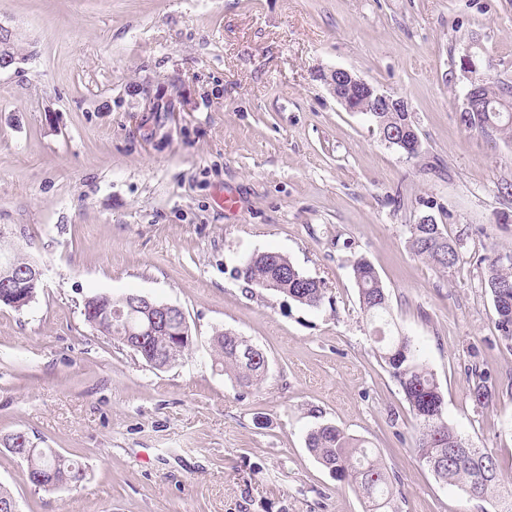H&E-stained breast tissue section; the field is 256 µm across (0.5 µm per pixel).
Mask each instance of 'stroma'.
Returning a JSON list of instances; mask_svg holds the SVG:
<instances>
[{"instance_id":"35a3bbf8","label":"stroma","mask_w":512,"mask_h":512,"mask_svg":"<svg viewBox=\"0 0 512 512\" xmlns=\"http://www.w3.org/2000/svg\"><path fill=\"white\" fill-rule=\"evenodd\" d=\"M0 21L23 59L0 73V229L43 271L29 307L0 306V438L86 473L37 490L0 447L20 512H365L307 448L325 424L377 452L397 512H498L416 457L352 265L373 263L449 423L512 478V348L484 283L512 257V141L459 122L461 56L512 81V0H0ZM334 68L407 102L418 155L337 102ZM426 215L456 265L411 251ZM262 251L323 280L322 304L238 278ZM101 292L180 307L191 349L153 368L85 322ZM222 329L266 356L259 388L214 366ZM473 365L504 387L493 408L466 396Z\"/></svg>"}]
</instances>
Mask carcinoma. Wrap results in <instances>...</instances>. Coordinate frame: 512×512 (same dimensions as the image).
<instances>
[{
	"mask_svg": "<svg viewBox=\"0 0 512 512\" xmlns=\"http://www.w3.org/2000/svg\"><path fill=\"white\" fill-rule=\"evenodd\" d=\"M490 96L495 99L496 111L478 112L468 129L483 133L497 132L512 139V111H508L497 99H512V83L500 80L488 82ZM375 124L414 128L407 112H380ZM448 240L439 224H413L410 227V247L413 253L434 266L446 269L455 265L459 253L452 255L442 250L440 242ZM6 237L0 235V260L8 258L20 265L32 260L11 247H5ZM288 277H282L283 268ZM253 288L271 290L307 306L318 307L324 299L321 281L302 273L293 264H285L283 255L263 252L248 266L237 270ZM353 275L358 288L360 309L372 321H384L389 315L388 295L374 266L365 259L353 265ZM485 287L491 296L500 291H512V260L508 263L494 258L486 272ZM495 323L502 340L512 343V305L494 307ZM99 313L84 310L85 321L99 332L110 336L123 345L131 338L121 324L97 321ZM182 324L173 321L165 329L148 337L140 347L132 351L147 364L160 359L171 365L178 361L193 344V338H181ZM376 353L391 377L404 394L410 411L420 421L422 430L415 441L414 452L440 481L459 487L473 499L495 498L500 512H512V481L503 478L500 462L495 452L486 448L466 445L460 433L448 423L445 416L444 396L434 372L420 358L409 336L375 337ZM215 363L242 388H256L264 380L267 358L256 351L249 358L244 356L242 345L236 337L216 333L211 339ZM498 396V380L491 373L477 367L468 369L467 398L475 409H487L494 405ZM307 447L317 461L336 478L356 487L368 503V512H387L393 500V482L387 467L377 453L363 441L351 437L334 425H323L311 431ZM26 463L27 479L35 478L43 489H56L78 485L85 476L77 461L53 452L49 448L24 447L14 453Z\"/></svg>",
	"mask_w": 512,
	"mask_h": 512,
	"instance_id": "1",
	"label": "carcinoma"
}]
</instances>
